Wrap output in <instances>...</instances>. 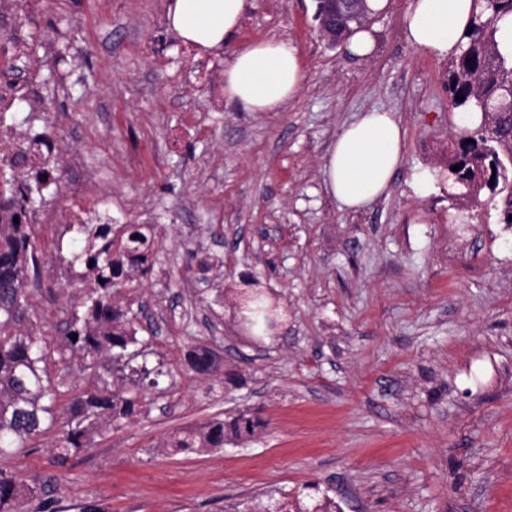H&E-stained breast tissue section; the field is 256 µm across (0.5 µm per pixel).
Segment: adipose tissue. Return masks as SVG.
Masks as SVG:
<instances>
[{
    "instance_id": "obj_1",
    "label": "adipose tissue",
    "mask_w": 512,
    "mask_h": 512,
    "mask_svg": "<svg viewBox=\"0 0 512 512\" xmlns=\"http://www.w3.org/2000/svg\"><path fill=\"white\" fill-rule=\"evenodd\" d=\"M473 0H407L401 26L406 42L438 59L459 53ZM244 0H171L167 18L185 43L222 47L236 33ZM305 74L294 47L260 41L237 51L224 69V96L254 112H271L296 98ZM405 159V130L391 113H360L345 125L326 158L329 193L359 210L388 189Z\"/></svg>"
}]
</instances>
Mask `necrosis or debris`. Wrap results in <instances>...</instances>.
<instances>
[{"label": "necrosis or debris", "mask_w": 512, "mask_h": 512, "mask_svg": "<svg viewBox=\"0 0 512 512\" xmlns=\"http://www.w3.org/2000/svg\"><path fill=\"white\" fill-rule=\"evenodd\" d=\"M54 0H0V170L12 171V192L0 194V224L14 221L17 197L34 187L37 170L50 178L46 194L61 196L50 213L27 211L24 223L90 224L94 219L111 223L107 192L98 187L96 176L85 169L83 154L70 149L59 156L57 128L47 118L41 76L54 59L52 46L35 44V32ZM27 114L22 122L11 117L17 105Z\"/></svg>", "instance_id": "1"}]
</instances>
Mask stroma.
<instances>
[{"label": "stroma", "mask_w": 512, "mask_h": 512, "mask_svg": "<svg viewBox=\"0 0 512 512\" xmlns=\"http://www.w3.org/2000/svg\"><path fill=\"white\" fill-rule=\"evenodd\" d=\"M169 0H62L37 30L57 51L46 87L65 147L112 191V221L153 225V270L116 301L167 371L121 427L57 465L56 433L0 456L41 484L53 512H512V225L486 202L415 195L412 176L445 166L453 133L448 63L409 46L389 0L365 59L321 39L315 0H245L213 50L169 28ZM288 41L306 74L273 112L214 98L246 45ZM392 113L405 160L387 191L352 211L323 165L360 112ZM210 264L207 274L198 259ZM58 297L33 296L52 377L95 378L61 359L76 269L52 260ZM279 296L288 321L241 327L245 282ZM201 343L222 372L190 370ZM241 411L267 428L218 449L167 448L178 429Z\"/></svg>", "instance_id": "1"}]
</instances>
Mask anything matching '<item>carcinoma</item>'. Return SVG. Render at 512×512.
Wrapping results in <instances>:
<instances>
[{
  "mask_svg": "<svg viewBox=\"0 0 512 512\" xmlns=\"http://www.w3.org/2000/svg\"><path fill=\"white\" fill-rule=\"evenodd\" d=\"M475 13L460 53L448 64V93L458 113L478 112L480 121L448 143V166L435 168L437 181L460 189L449 197L459 205L487 200L500 223L512 222V48L499 40L502 26L512 22V0H473ZM358 20L336 13V42L356 33ZM458 165L460 169L451 170ZM80 236L79 249L66 260L84 267L90 280L80 310L71 313L62 348L81 360V369L95 371L100 385L77 392L68 387V402H60V381L53 384L45 366L42 334L28 319L29 275L40 267L41 246L29 224H0V454L28 447L38 435L59 430L55 444L60 464L89 446L98 425L115 428L130 419L140 405L142 388L158 386L163 363L148 367L144 341L137 337L134 318L114 302V292L126 282L127 271L153 269L156 239L150 224H124L114 235L110 224H70ZM245 314L256 325L267 320L270 299L264 292L240 291ZM222 358L209 346L188 353L191 369L199 374L221 370ZM121 364L138 377L127 393L112 390L111 367ZM267 422L240 413L213 418L173 434L168 447L178 451L222 448L229 441L253 438ZM40 487L21 476L0 471V512H15L21 499L39 500L40 512L50 509L39 499Z\"/></svg>",
  "mask_w": 512,
  "mask_h": 512,
  "instance_id": "carcinoma-1",
  "label": "carcinoma"
}]
</instances>
